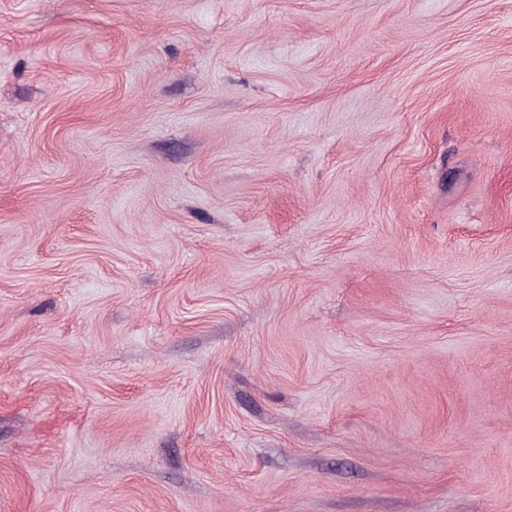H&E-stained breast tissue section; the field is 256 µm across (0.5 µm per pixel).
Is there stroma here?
<instances>
[{
  "label": "stroma",
  "mask_w": 512,
  "mask_h": 512,
  "mask_svg": "<svg viewBox=\"0 0 512 512\" xmlns=\"http://www.w3.org/2000/svg\"><path fill=\"white\" fill-rule=\"evenodd\" d=\"M0 512H512V0H0Z\"/></svg>",
  "instance_id": "stroma-1"
}]
</instances>
